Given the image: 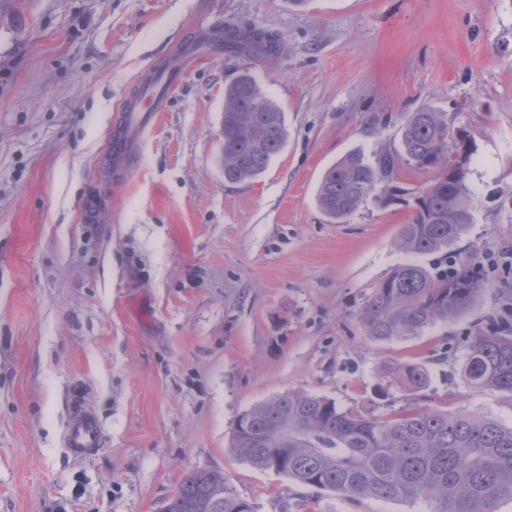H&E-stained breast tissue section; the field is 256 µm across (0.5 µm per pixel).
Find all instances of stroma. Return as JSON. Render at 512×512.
Listing matches in <instances>:
<instances>
[{"mask_svg":"<svg viewBox=\"0 0 512 512\" xmlns=\"http://www.w3.org/2000/svg\"><path fill=\"white\" fill-rule=\"evenodd\" d=\"M0 19V512H159L193 469L258 512H426L340 497L231 450L238 417L301 390L386 418L407 403L512 425L472 388L465 337L512 306V0H12ZM208 17L279 34L285 55L195 62L96 223L81 213L120 100ZM251 72L284 112L267 170L224 181V87ZM428 105L472 140L474 221L450 248L396 244L410 208L330 222L316 192L346 153L400 146ZM477 254L491 286L454 320L375 341L358 313L398 266ZM415 363L409 390L391 367ZM104 437L75 457V409ZM391 374L410 390L418 391L428 384L426 369L417 364H407L391 369Z\"/></svg>","mask_w":512,"mask_h":512,"instance_id":"1","label":"stroma"}]
</instances>
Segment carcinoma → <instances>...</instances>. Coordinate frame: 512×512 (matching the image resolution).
I'll return each instance as SVG.
<instances>
[{"label":"carcinoma","mask_w":512,"mask_h":512,"mask_svg":"<svg viewBox=\"0 0 512 512\" xmlns=\"http://www.w3.org/2000/svg\"><path fill=\"white\" fill-rule=\"evenodd\" d=\"M224 53L277 57L279 38L245 24L224 26ZM286 137L282 109L245 73L224 87V181L249 182L265 172ZM470 138H458L448 116L429 106L404 114L400 148H380L368 159L356 150L323 174L321 211L341 223L372 199L389 205L406 190L398 171L413 166L429 174L412 193L398 247L413 255L455 243L474 217L467 183ZM488 287L471 257L433 272L405 263L379 281L359 312L367 336L388 340L416 335L464 312ZM462 373L477 389L512 394V326L507 315L467 336ZM407 388L428 384L426 369L391 370ZM231 449L257 468H276L294 482L347 498L422 501L427 512H495L512 499V426L467 410L423 408L415 403L375 418L340 410L322 396L288 391L242 414ZM162 512H257L218 470H192Z\"/></svg>","instance_id":"carcinoma-1"}]
</instances>
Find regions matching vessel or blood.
<instances>
[{
    "label": "vessel or blood",
    "instance_id": "vessel-or-blood-1",
    "mask_svg": "<svg viewBox=\"0 0 512 512\" xmlns=\"http://www.w3.org/2000/svg\"><path fill=\"white\" fill-rule=\"evenodd\" d=\"M221 39L222 30L218 27L189 31L164 65L150 67L138 76L133 93L119 108L106 144L100 167L104 191L123 186L140 154L145 134L155 127L185 69L196 62L203 51H220ZM65 441L73 455L95 452L101 445V435L93 416L84 410H75Z\"/></svg>",
    "mask_w": 512,
    "mask_h": 512
}]
</instances>
